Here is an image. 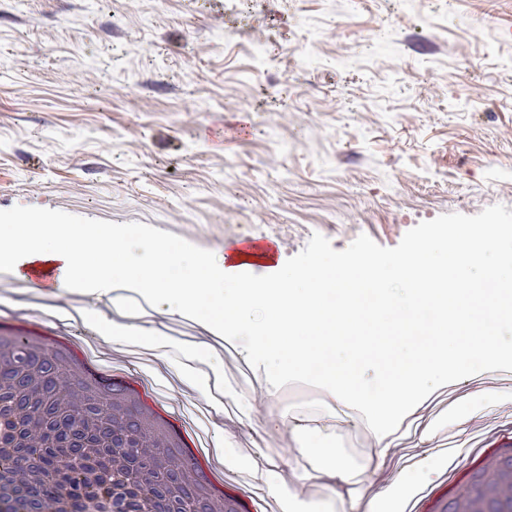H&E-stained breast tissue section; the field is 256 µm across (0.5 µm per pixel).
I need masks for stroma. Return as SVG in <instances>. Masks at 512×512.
I'll return each mask as SVG.
<instances>
[{
    "instance_id": "stroma-1",
    "label": "stroma",
    "mask_w": 512,
    "mask_h": 512,
    "mask_svg": "<svg viewBox=\"0 0 512 512\" xmlns=\"http://www.w3.org/2000/svg\"><path fill=\"white\" fill-rule=\"evenodd\" d=\"M512 212V0H0V228L94 230L221 260L239 241ZM34 284L0 265V324L76 339L219 447L245 512H432L512 437V371L436 389L384 436L304 418L241 347L158 317L134 281Z\"/></svg>"
}]
</instances>
